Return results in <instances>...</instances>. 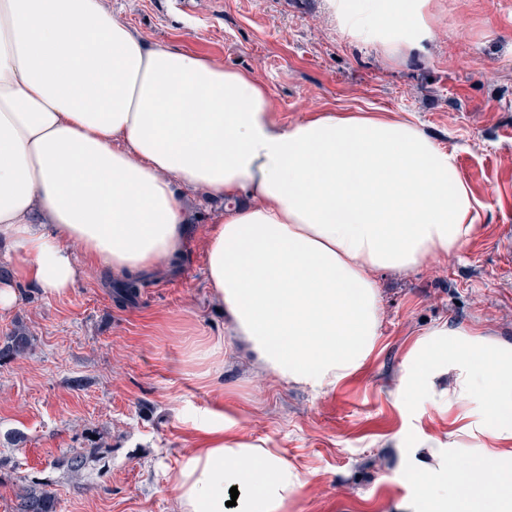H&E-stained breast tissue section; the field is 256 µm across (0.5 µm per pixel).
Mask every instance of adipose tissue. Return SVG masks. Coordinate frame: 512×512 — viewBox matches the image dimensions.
Returning a JSON list of instances; mask_svg holds the SVG:
<instances>
[{
  "instance_id": "ef3b65f1",
  "label": "adipose tissue",
  "mask_w": 512,
  "mask_h": 512,
  "mask_svg": "<svg viewBox=\"0 0 512 512\" xmlns=\"http://www.w3.org/2000/svg\"><path fill=\"white\" fill-rule=\"evenodd\" d=\"M337 28L389 58L426 53L431 0H328ZM246 197L214 224L206 276L253 366L312 390L356 372L380 335L378 272L458 254L480 203L455 151L377 112L280 122L261 81L147 45L105 0H0V240L51 295L100 267L161 266L183 249L173 189ZM396 399L512 439V344L439 326L412 348ZM230 417L169 474L180 512H285L303 486L277 451L234 439ZM400 512H512V448H423ZM238 497H231L230 488Z\"/></svg>"
}]
</instances>
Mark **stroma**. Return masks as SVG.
<instances>
[{"mask_svg":"<svg viewBox=\"0 0 512 512\" xmlns=\"http://www.w3.org/2000/svg\"><path fill=\"white\" fill-rule=\"evenodd\" d=\"M147 43H165L255 73L279 121L322 112L406 116L455 149L483 209L455 256L403 274L381 273V328L364 365L312 392L257 371L225 347L213 368L190 364L225 335L210 297L204 248L224 210L188 205L181 256L115 274L72 252L78 277L47 294L0 244V282L17 303L0 311V341L21 327L24 356L0 360V512L48 483L57 512H179L167 479L204 435L193 420L225 414L237 437L276 449L304 481L286 512H395L422 469L416 448L457 438L460 411L395 400L414 342L441 324L487 330L512 343V0H432L427 53L389 59L351 42L327 0H109ZM84 466L72 472L70 461Z\"/></svg>","mask_w":512,"mask_h":512,"instance_id":"obj_1","label":"stroma"}]
</instances>
